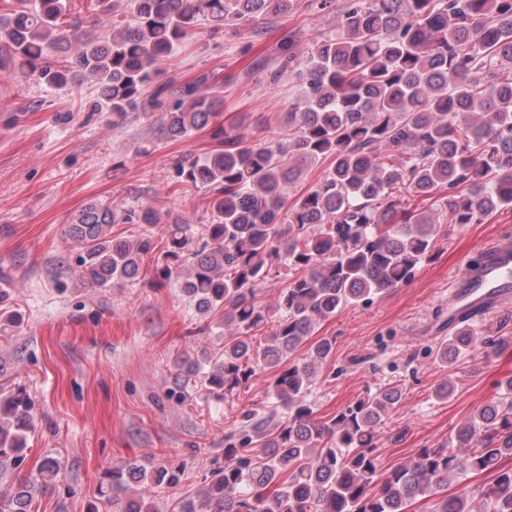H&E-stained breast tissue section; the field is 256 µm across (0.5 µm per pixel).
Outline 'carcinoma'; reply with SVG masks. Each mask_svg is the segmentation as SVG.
Masks as SVG:
<instances>
[{
	"label": "carcinoma",
	"mask_w": 512,
	"mask_h": 512,
	"mask_svg": "<svg viewBox=\"0 0 512 512\" xmlns=\"http://www.w3.org/2000/svg\"><path fill=\"white\" fill-rule=\"evenodd\" d=\"M296 2L94 0L93 26L121 15L101 37L70 19L69 0H11L0 42L14 64L48 85L93 83L96 110L123 117L149 105L161 112L163 135L178 140L214 122L222 101L196 84L173 101L166 84L145 97L154 65L202 20L244 27L286 15ZM336 26V37L317 39L293 70L288 134L248 141L219 127L213 149L177 167L180 182L209 191L215 222L199 248L187 224L167 225L163 255L183 264L161 274L182 282L198 312L224 309L230 329L222 357L191 362L187 373L226 397L255 371L272 369L270 396L286 409L280 420L245 414V434L224 448V474L179 512H407L428 500L430 512H512V379L448 440L384 470L378 441L402 385L389 382L325 421L307 392L335 341L323 337L294 358L320 322L411 279L432 250L436 213L448 212L450 224H481L512 209V0H343ZM319 161L328 166L316 185L288 202L285 187ZM158 223L149 206L95 202L74 215L68 236L83 282L136 280L157 248ZM114 224L146 229L122 240L112 237ZM283 267L280 316L258 348L252 333L268 324L260 290ZM504 345L470 319L434 354L452 366L479 346ZM35 425L23 393L0 392V469L23 462ZM59 472V462L44 463L41 478L0 494V512H32ZM484 472L494 478L466 486ZM176 480L161 463L120 462L98 495L113 512H155L153 488ZM452 481L464 488L441 495Z\"/></svg>",
	"instance_id": "carcinoma-1"
}]
</instances>
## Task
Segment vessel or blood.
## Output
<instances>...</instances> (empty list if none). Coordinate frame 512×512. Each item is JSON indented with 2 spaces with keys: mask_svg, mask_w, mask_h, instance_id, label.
Returning <instances> with one entry per match:
<instances>
[{
  "mask_svg": "<svg viewBox=\"0 0 512 512\" xmlns=\"http://www.w3.org/2000/svg\"><path fill=\"white\" fill-rule=\"evenodd\" d=\"M512 301V245H490L480 264H465L448 292V325Z\"/></svg>",
  "mask_w": 512,
  "mask_h": 512,
  "instance_id": "b4317fda",
  "label": "vessel or blood"
}]
</instances>
